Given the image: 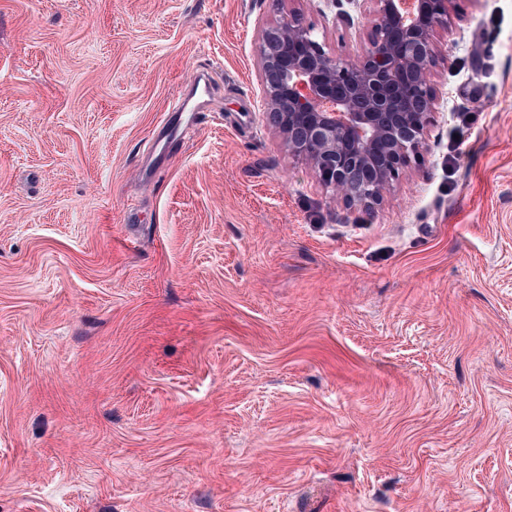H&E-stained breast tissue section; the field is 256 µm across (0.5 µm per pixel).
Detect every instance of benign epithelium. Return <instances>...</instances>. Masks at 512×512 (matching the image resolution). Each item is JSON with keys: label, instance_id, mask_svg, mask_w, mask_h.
<instances>
[{"label": "benign epithelium", "instance_id": "obj_1", "mask_svg": "<svg viewBox=\"0 0 512 512\" xmlns=\"http://www.w3.org/2000/svg\"><path fill=\"white\" fill-rule=\"evenodd\" d=\"M362 49L329 56L299 9L262 30L260 85L268 124L349 207L373 209L421 155L437 109L432 70L439 31L459 0H362Z\"/></svg>", "mask_w": 512, "mask_h": 512}]
</instances>
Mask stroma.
Returning <instances> with one entry per match:
<instances>
[{
	"label": "stroma",
	"instance_id": "1",
	"mask_svg": "<svg viewBox=\"0 0 512 512\" xmlns=\"http://www.w3.org/2000/svg\"><path fill=\"white\" fill-rule=\"evenodd\" d=\"M289 7L0 0V512H512V0L371 210L265 120Z\"/></svg>",
	"mask_w": 512,
	"mask_h": 512
}]
</instances>
